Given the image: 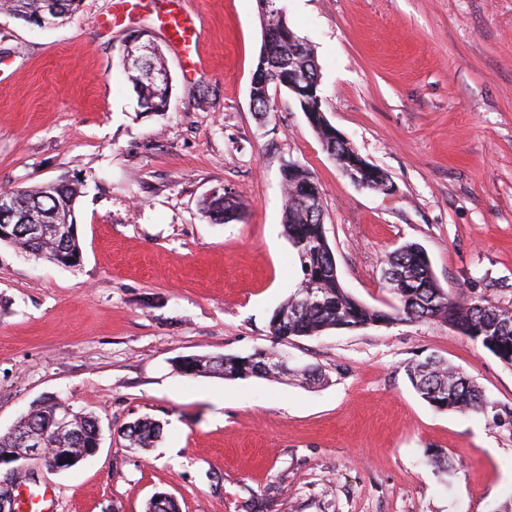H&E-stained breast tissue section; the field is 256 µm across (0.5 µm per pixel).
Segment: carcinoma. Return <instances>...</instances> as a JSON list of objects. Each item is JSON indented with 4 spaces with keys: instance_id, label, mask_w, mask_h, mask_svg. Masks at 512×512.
Wrapping results in <instances>:
<instances>
[{
    "instance_id": "carcinoma-1",
    "label": "carcinoma",
    "mask_w": 512,
    "mask_h": 512,
    "mask_svg": "<svg viewBox=\"0 0 512 512\" xmlns=\"http://www.w3.org/2000/svg\"><path fill=\"white\" fill-rule=\"evenodd\" d=\"M278 0L260 2L264 20V38L251 86L253 109L259 114L270 111V86L288 87V19ZM0 14L11 16L38 27L45 16L44 0H0ZM137 103L143 112L158 113L166 109L172 90L163 57L153 54L144 71L125 69ZM311 127L324 150L332 158L345 153L343 143L321 125ZM285 193L284 234L295 249L301 270L296 292L280 308L288 318L279 324L269 323L276 341L292 337L318 336L330 329H360L370 325H390L402 321L430 320L456 329L480 343L506 367L512 368V301H494L483 294L466 291L450 296L438 284L425 250L417 243H405L385 259L383 280L394 303L386 309L368 306L352 296L342 285L335 255L328 243L323 220L322 196L315 176L294 163L282 174ZM82 182L60 179L35 188H14L10 196L29 224H63L74 217L81 197ZM206 217L228 223L241 215V206L230 192L215 191L202 203ZM0 243L36 259L64 267L80 264L82 251L78 230L66 236H48L39 241L12 237ZM311 288L317 300L298 303V293ZM263 360L255 354L235 360L193 358L179 361L177 368L187 376L220 372L226 379L263 377ZM408 378L420 397L438 411L467 414L487 408L483 391L465 372L435 357L406 366ZM74 432L59 431L50 406L37 407L21 416V427L43 437L44 453L56 459L63 453L80 458L99 446L98 420L86 413H73ZM162 425L149 418L127 423L121 433L133 449L150 448L162 436ZM147 512H180V504L170 495L152 499Z\"/></svg>"
}]
</instances>
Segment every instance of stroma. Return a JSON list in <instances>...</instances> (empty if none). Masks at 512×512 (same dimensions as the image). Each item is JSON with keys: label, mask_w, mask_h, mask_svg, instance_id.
Instances as JSON below:
<instances>
[{"label": "stroma", "mask_w": 512, "mask_h": 512, "mask_svg": "<svg viewBox=\"0 0 512 512\" xmlns=\"http://www.w3.org/2000/svg\"><path fill=\"white\" fill-rule=\"evenodd\" d=\"M114 2L82 0L50 29L0 14V190L86 185L80 265L0 244V435L55 397L102 430L96 455L68 471L31 464L56 512H146L159 492L182 512H499L512 500V369L435 322L277 345L268 323L299 283L282 226L289 162L314 173L358 300L392 303L383 261L408 242L448 293L512 298V0H282L322 66L327 119L388 174L390 195L342 176L287 90L254 112L258 0H188L203 21L191 79L154 14L101 28ZM136 30L155 34L172 76L156 115L139 112L121 64ZM219 189L241 220L201 212ZM273 346L324 383L175 368ZM431 356L468 373L491 410L421 399L406 366ZM138 418L162 423L153 448H126L120 430Z\"/></svg>", "instance_id": "stroma-1"}]
</instances>
